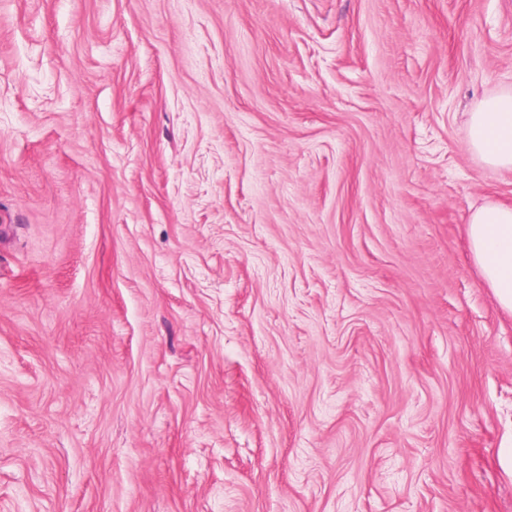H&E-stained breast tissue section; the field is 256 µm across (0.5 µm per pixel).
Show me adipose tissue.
Listing matches in <instances>:
<instances>
[{
  "label": "adipose tissue",
  "mask_w": 512,
  "mask_h": 512,
  "mask_svg": "<svg viewBox=\"0 0 512 512\" xmlns=\"http://www.w3.org/2000/svg\"><path fill=\"white\" fill-rule=\"evenodd\" d=\"M469 147L490 166L512 169V91L485 100L470 116ZM472 258L483 282L512 313V206L491 203L467 226Z\"/></svg>",
  "instance_id": "obj_1"
}]
</instances>
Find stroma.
Returning a JSON list of instances; mask_svg holds the SVG:
<instances>
[{"label":"stroma","instance_id":"35a3bbf8","mask_svg":"<svg viewBox=\"0 0 512 512\" xmlns=\"http://www.w3.org/2000/svg\"><path fill=\"white\" fill-rule=\"evenodd\" d=\"M505 90L512 0H0V512H512ZM469 147L488 165L512 169V91L485 100L471 112ZM467 237L482 281L501 308L512 313V206L491 203L478 209Z\"/></svg>","mask_w":512,"mask_h":512}]
</instances>
